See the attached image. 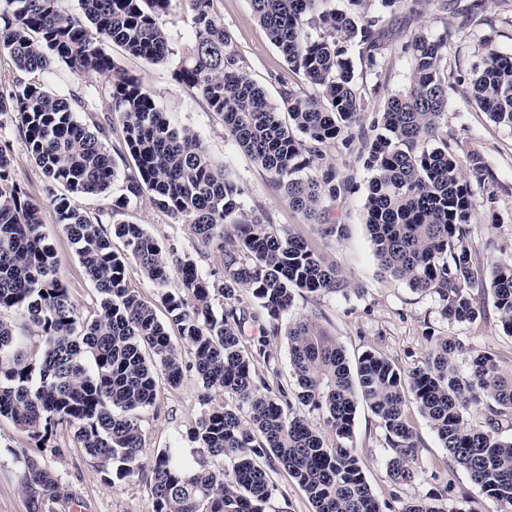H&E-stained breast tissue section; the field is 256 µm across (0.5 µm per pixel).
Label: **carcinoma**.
Masks as SVG:
<instances>
[{"mask_svg":"<svg viewBox=\"0 0 512 512\" xmlns=\"http://www.w3.org/2000/svg\"><path fill=\"white\" fill-rule=\"evenodd\" d=\"M0 53L18 76L0 83V417L35 443L53 441L58 428L74 430L83 452L110 479L143 470L144 429L139 411L155 404L159 379L172 386L184 376L181 348L155 309L128 282L130 263L164 288L171 272L178 291L162 295L169 321L192 355L188 368L202 384V410L191 438L196 465L163 450L150 463L154 512H266L274 484L269 473L288 471L306 492L314 512H381L359 458L347 441L357 410L379 419L396 484L419 477V437L414 404L448 459L497 505L512 512V361L469 351L467 371L456 360L463 344L429 335L422 365L404 374L383 355L366 351L350 361L337 341L309 316L288 321L289 365L301 389L298 399L325 415L327 440L293 409L278 376L269 337L297 293H342L350 281L309 244L278 229L259 209L243 208L245 188L208 154L192 129L171 127L152 93L117 65L111 47L150 64L172 55L162 17L180 0H79L69 14L61 0H0ZM191 5L192 45L173 76L209 110L224 117L228 135L265 170L297 212L328 237L345 236L343 224L326 222L325 202L352 189L327 162L326 148H348L378 84L358 83L348 47L372 71L378 66L386 14L400 9L421 16L431 0H251L255 16L281 53L288 71L313 88L288 86L282 104L269 101L248 76L230 45L212 0ZM415 34L405 46L411 58L407 88L388 97L371 124L366 167L371 177L364 209L373 254L381 271L415 292L434 294L451 324H472L484 309L475 292L490 289L505 332L512 336V253L485 269L472 261L469 239L475 209L473 182L481 167L463 171L457 144L443 119L448 88L459 78L448 70V43ZM64 63L98 81L52 92L27 74L48 73ZM472 99L499 124L512 127V55L488 52L471 80ZM110 104L112 122L134 162L112 207L95 214L73 198L108 192L117 179L105 128L89 126L79 112ZM63 192L50 200L62 231L99 295V310L82 316L58 275L54 247L42 231V205L16 180L12 139ZM143 196L159 211L191 225L194 250L222 254V271L203 273L192 254L161 246L141 224L117 215ZM122 240L126 252L112 249ZM19 312L22 332L2 318ZM258 324L262 336L246 337ZM38 337V364L22 339ZM38 382H33V375ZM21 486L29 512L65 496L59 479L28 458ZM402 512H447L434 497L411 500Z\"/></svg>","mask_w":512,"mask_h":512,"instance_id":"carcinoma-1","label":"carcinoma"}]
</instances>
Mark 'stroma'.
I'll return each mask as SVG.
<instances>
[{"mask_svg":"<svg viewBox=\"0 0 512 512\" xmlns=\"http://www.w3.org/2000/svg\"><path fill=\"white\" fill-rule=\"evenodd\" d=\"M461 4L471 7L473 13L466 25L457 15L453 0H433L427 14L420 18L405 9L391 14L377 71H367L358 62L357 48H350L349 56L355 61L356 79L381 86L366 105L365 115L371 120L383 111L388 95L406 88L410 59L404 47L414 34L423 31L437 36L445 28L455 29L456 35L448 45V67L458 82L448 92L447 131L482 169V182L475 188L469 245L474 263L486 265L494 256L512 253V128L495 123L488 113L477 108L470 97V79L488 49L512 54V0H462ZM212 9L223 20L249 77L272 103H280L289 78L288 67L256 19L250 0H213ZM163 23L173 48L167 63L149 64L117 47L112 50L114 60L154 94L171 124L197 132L211 158L224 164L244 185L245 209H263L273 224L290 228L359 287L358 292L346 296H298L291 316L317 313L321 328L338 339L348 358L374 350L405 371L423 360L430 333L448 334L459 338L465 347L506 360L512 358V337L504 332L493 305H486L479 324H449L442 320L434 296L414 292L402 282L380 276L365 226L364 202L370 173L365 167L361 141H354L348 149L338 145L327 150L328 162L339 176L351 177L354 189L328 207L332 223L346 225L345 237L326 238L319 225L289 207L270 174L235 145L225 131L222 116L211 112L200 97L175 81L173 71L179 56L193 39L186 7H178L164 17ZM12 156L21 186L44 204L43 227L58 257L59 276L81 313L91 315L98 308L99 296L48 204L51 195L61 193L62 188L48 182L21 143H14ZM123 219L144 225L164 244L188 252L193 249L189 225L175 222L148 199L130 202ZM200 393L199 381L191 371L175 387L159 381L154 405L142 413L147 453L175 448L185 462H194L195 444L189 433L201 411ZM415 425L421 439L416 461L421 476L414 483L401 485L388 476L390 451L376 418L367 408L357 411L350 445L362 462L382 512H401L410 500L434 496L442 499L448 512H495V503L471 484L463 469L450 463L426 420L416 418ZM30 446L26 433L11 420L0 417V512H28L21 478ZM38 458L73 493L82 512H153L149 473L123 481L105 480L69 428H58L55 447L45 448ZM270 478L275 491L266 512H313L307 495L286 471L271 473Z\"/></svg>","mask_w":512,"mask_h":512,"instance_id":"35a3bbf8","label":"stroma"}]
</instances>
